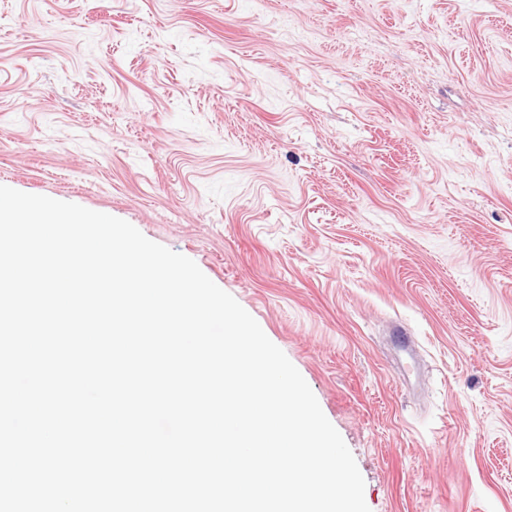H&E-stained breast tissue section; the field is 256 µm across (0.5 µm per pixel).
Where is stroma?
<instances>
[{
	"label": "stroma",
	"instance_id": "obj_1",
	"mask_svg": "<svg viewBox=\"0 0 512 512\" xmlns=\"http://www.w3.org/2000/svg\"><path fill=\"white\" fill-rule=\"evenodd\" d=\"M0 185L195 261L371 512H512V0H0Z\"/></svg>",
	"mask_w": 512,
	"mask_h": 512
}]
</instances>
